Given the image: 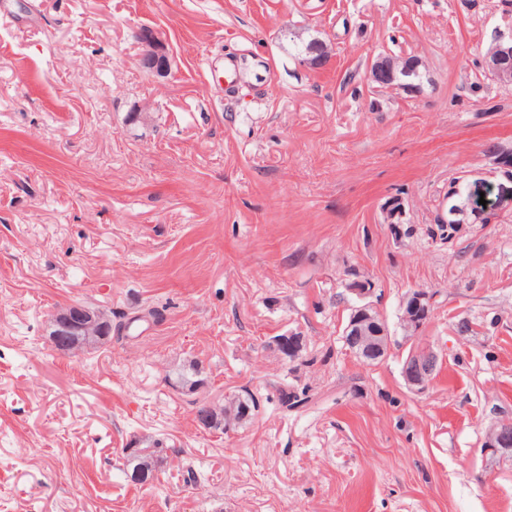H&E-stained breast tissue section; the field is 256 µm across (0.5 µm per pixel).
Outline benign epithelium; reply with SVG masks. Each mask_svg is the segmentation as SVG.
I'll return each mask as SVG.
<instances>
[{
	"label": "benign epithelium",
	"instance_id": "1",
	"mask_svg": "<svg viewBox=\"0 0 512 512\" xmlns=\"http://www.w3.org/2000/svg\"><path fill=\"white\" fill-rule=\"evenodd\" d=\"M145 46L142 55L144 66L157 75H170V60L162 41L152 32L140 35ZM486 70L495 79L512 82V40L498 41L484 58ZM374 76L386 85L394 83L399 75L394 64L378 60L374 64ZM493 204L485 207H469V210H448V228L454 230L470 223V216L480 224H488L497 214L512 206V157L497 155L494 160ZM359 304L354 306L347 326L343 328V341L348 350L366 362H378L386 358L392 336L385 320L378 315L372 301L374 289L361 283L349 288ZM431 317V305L426 293L410 291L402 304L401 324L410 333L416 332ZM112 335V323L99 311L84 305H71L53 316L51 343L68 354L87 351ZM439 372V357L429 345H411L403 365V378L412 392H424ZM483 452L491 458L512 461V423L502 422L491 429L484 443Z\"/></svg>",
	"mask_w": 512,
	"mask_h": 512
}]
</instances>
